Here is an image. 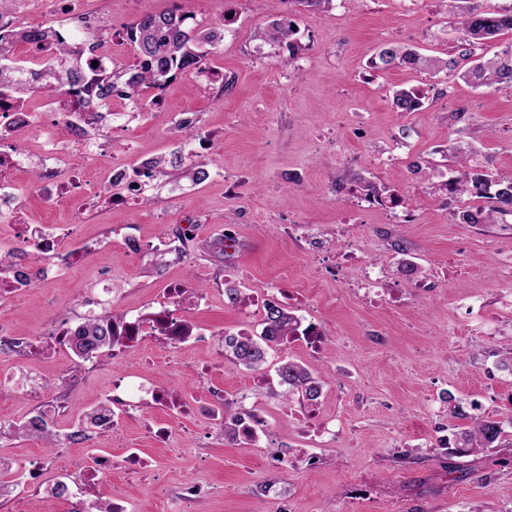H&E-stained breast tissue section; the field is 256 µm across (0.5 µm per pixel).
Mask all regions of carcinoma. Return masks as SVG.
<instances>
[{
	"instance_id": "carcinoma-1",
	"label": "carcinoma",
	"mask_w": 512,
	"mask_h": 512,
	"mask_svg": "<svg viewBox=\"0 0 512 512\" xmlns=\"http://www.w3.org/2000/svg\"><path fill=\"white\" fill-rule=\"evenodd\" d=\"M448 11L457 18L458 30L463 37L459 58L434 59L416 50L404 49L394 44L381 47L370 61L371 68L387 72L396 68L419 70L446 69L459 71V78L475 87H492L496 84L512 85V44L489 58L481 57L465 70H458L459 60L473 56L474 46L483 44L497 36L512 32V9L489 11L482 7L480 0H443ZM294 21L282 18L273 21L265 41L288 46L294 52ZM130 41L136 48V61L111 70H96L87 60L79 33L69 36L50 27L45 31L13 29L0 33V93L12 94L25 101L28 88L17 82L16 73L22 69L13 58L8 46L18 42L40 44L50 55L42 77L51 88L61 95L67 89L81 84L87 95L98 99L103 106L112 103V93L118 92L126 100L137 101L149 89H161L172 77L199 67L210 49L221 40L216 30L204 31L195 22L194 11L183 6L164 13H146L139 16L129 27ZM423 105L422 95L413 88H400L393 92L392 106L395 111L414 112ZM477 151L471 147L457 145L448 153L453 191L459 196H472L485 200L486 205L459 212L461 224H496L498 219L512 215V173L492 172L475 158ZM339 189L358 191L364 197L380 201L395 200L399 193L389 187L378 188L375 183L354 175L349 183ZM259 338L248 334L227 335L224 349L231 351L235 361L246 368L259 371L266 362V348L280 345L295 331L296 318L288 309L271 305L262 320ZM74 348L83 353L105 352L111 346V337L93 322L85 323L73 339ZM281 383L286 386L285 396L299 400H316L320 397L321 386L303 365L288 360L278 368ZM471 412L457 407L454 413L470 421L468 429L455 439L451 453L460 456L498 448L506 441L507 432L501 421L477 413L480 405L470 402Z\"/></svg>"
}]
</instances>
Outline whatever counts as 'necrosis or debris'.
<instances>
[{
  "label": "necrosis or debris",
  "instance_id": "obj_1",
  "mask_svg": "<svg viewBox=\"0 0 512 512\" xmlns=\"http://www.w3.org/2000/svg\"><path fill=\"white\" fill-rule=\"evenodd\" d=\"M61 108L48 112H34L18 107L13 98H0V231L8 230L14 241L7 254L16 258L7 273L0 274V299L21 292L30 285V268L16 256V241L28 239L32 230L27 218V207L11 186L14 172L28 170L44 203L60 207L73 202L74 191L82 182L80 170L73 168V157L92 163L98 159V149L88 139L86 127L97 117L98 103L88 96L61 98ZM40 139L37 155L23 150L22 138ZM30 239L35 252L45 261L48 270L62 271L74 265L76 254L66 240L74 233L73 226L45 224ZM340 264L356 269L354 279L358 297L369 304L388 302L400 304V292H389L375 265L364 261L357 249L349 248L340 254ZM212 291L190 288L184 282L168 285L162 300L153 302L148 312H126L112 318L99 317L98 311L112 301L110 284H103L98 295L89 299L90 318L99 319L103 328L112 333L116 342L113 354L143 343L168 348L199 345L210 342L212 336L200 329L192 320V312L207 305ZM122 398L112 399V412L100 421L105 433L126 426L138 418L144 405L165 412L187 413L215 423H223L226 397L223 389H214L203 399L184 397L169 387L146 377H136L122 389ZM64 453L48 458L39 453L29 456L25 464L0 454V501L18 502L36 492L45 472H52V488L56 501L66 502L68 512H137L128 498L110 494L94 496L89 489L94 485H111L113 477L147 468V461L137 449L115 460H107L96 449L83 447L79 438L69 433L57 436Z\"/></svg>",
  "mask_w": 512,
  "mask_h": 512
}]
</instances>
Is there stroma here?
<instances>
[{"label":"stroma","mask_w":512,"mask_h":512,"mask_svg":"<svg viewBox=\"0 0 512 512\" xmlns=\"http://www.w3.org/2000/svg\"><path fill=\"white\" fill-rule=\"evenodd\" d=\"M181 0H83L84 9L112 15L113 65L135 61L127 29L145 13L175 9ZM201 28L223 32L206 65L230 85L218 90L190 71L171 78L160 105L133 112L113 100L95 136L103 148L125 146L129 165L143 158H174L192 146L178 129L181 113L195 115L211 132L204 152L214 175L203 183L180 178L177 188L156 181L144 189L150 203L110 206L107 195L87 201L79 232L95 239L111 227L136 229L148 244L133 258L114 242L81 256L54 278L34 277L25 293L0 301V321L31 337L32 347L0 356V375L35 371L60 386L63 356L47 345L108 271L119 313L160 295L170 281L205 286L210 271L224 270L228 288L260 290L293 285L301 293L295 313L320 319L327 332L322 354L293 345L267 350L262 371L235 363L222 341L184 347L171 356L135 347L125 359L101 357L88 381L69 390L72 406L56 417L57 430L82 429L106 456L143 449L149 472L113 481L115 494L142 512H166L164 493L199 480L210 493L201 512H275L287 491L293 512H512V447L455 459L443 443L466 429L456 403L479 401L484 413L512 418L505 399L512 372L499 350L512 336V319H493L501 299L512 300V216L497 224H462L456 212L481 199H448L449 146L475 142L490 169L512 171V86L472 88L457 76L409 69L379 72L369 66L381 46L394 43L440 58L455 55L460 37L439 0H331L319 11H293L288 0H194ZM292 17L295 51L261 38L266 26ZM418 89L422 107L401 114L391 95ZM123 113V121L113 113ZM392 158L388 167L377 158ZM415 199L416 220L393 224L384 211H368L355 194L339 191L352 174ZM316 225L317 242L292 239L280 227ZM189 224L194 248L160 251L149 241L164 227ZM363 241L366 261L385 264L386 285L405 291L403 305L371 307L341 293L337 278L319 279L324 259H336L350 233ZM214 333H259L241 310L218 295L194 315ZM291 358L318 372L320 401L335 438L316 436L286 402L277 369ZM148 375L199 395L214 386L241 390L269 409L258 447L225 439L223 427L190 417L171 420L166 444L145 429L159 410L146 407L140 425L99 434L87 415L113 379ZM34 402L0 395V453L25 459L46 452L44 441L18 438L14 426ZM319 461L306 469L301 449ZM280 462H273V455ZM463 479L446 476L448 463Z\"/></svg>","instance_id":"stroma-1"}]
</instances>
